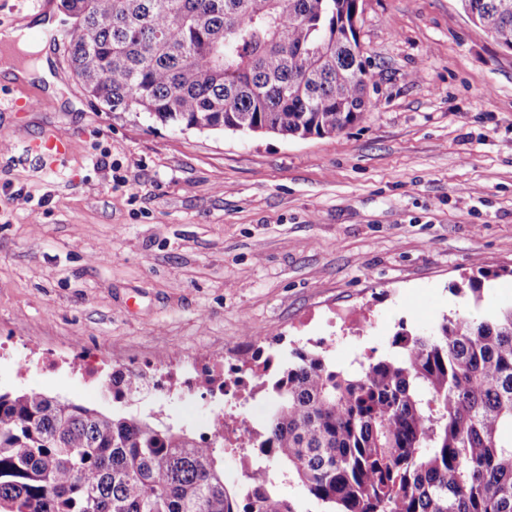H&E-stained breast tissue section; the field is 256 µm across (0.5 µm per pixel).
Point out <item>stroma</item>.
Returning <instances> with one entry per match:
<instances>
[{
    "label": "stroma",
    "instance_id": "1",
    "mask_svg": "<svg viewBox=\"0 0 512 512\" xmlns=\"http://www.w3.org/2000/svg\"><path fill=\"white\" fill-rule=\"evenodd\" d=\"M43 2L0 0V31L66 45L42 26L59 0ZM357 38L371 110L331 137L112 112L57 53L62 101L0 81V99L35 103L0 111V390L108 410L112 369L174 375L172 399L145 388L125 406L197 433L228 397L194 367L257 343L347 364L398 330L512 305V50L459 0H362ZM50 130L70 143L56 173L23 155ZM481 267L502 288L476 308L456 290Z\"/></svg>",
    "mask_w": 512,
    "mask_h": 512
}]
</instances>
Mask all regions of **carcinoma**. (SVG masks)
I'll use <instances>...</instances> for the list:
<instances>
[{
	"label": "carcinoma",
	"instance_id": "1",
	"mask_svg": "<svg viewBox=\"0 0 512 512\" xmlns=\"http://www.w3.org/2000/svg\"><path fill=\"white\" fill-rule=\"evenodd\" d=\"M360 0H60L66 60L112 112L199 131L307 138L365 117ZM512 50V0H460ZM349 371L297 347L231 374L275 400L241 444L259 460L238 493L215 443L161 419L39 391L0 392V512H512V306L397 332Z\"/></svg>",
	"mask_w": 512,
	"mask_h": 512
}]
</instances>
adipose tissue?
Segmentation results:
<instances>
[{"mask_svg":"<svg viewBox=\"0 0 512 512\" xmlns=\"http://www.w3.org/2000/svg\"><path fill=\"white\" fill-rule=\"evenodd\" d=\"M0 77L41 80L52 96L62 95L63 88L50 70L46 44L34 41L30 29L20 25L0 33Z\"/></svg>","mask_w":512,"mask_h":512,"instance_id":"obj_1","label":"adipose tissue"}]
</instances>
